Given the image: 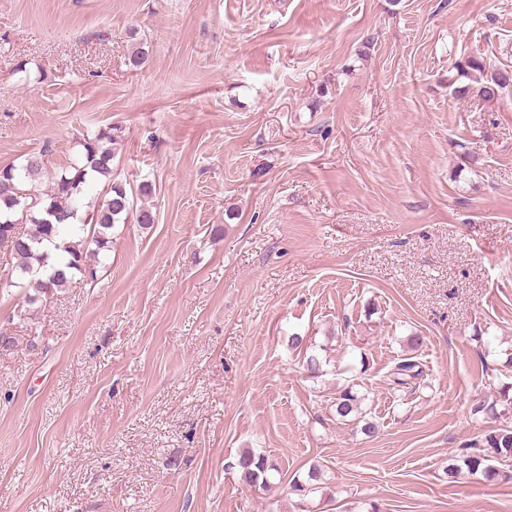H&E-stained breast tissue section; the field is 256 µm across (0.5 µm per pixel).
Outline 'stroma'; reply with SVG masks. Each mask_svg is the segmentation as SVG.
<instances>
[{
  "label": "stroma",
  "mask_w": 512,
  "mask_h": 512,
  "mask_svg": "<svg viewBox=\"0 0 512 512\" xmlns=\"http://www.w3.org/2000/svg\"><path fill=\"white\" fill-rule=\"evenodd\" d=\"M472 53L512 67V0H0V166L117 124L156 215L98 284L0 288V512H512L444 473L512 426L477 409L512 382V87L455 94ZM423 370L420 369L419 363L412 360V357L400 359L397 362L393 375V382L401 387L409 385V381L417 380L422 375ZM361 400V396H359L354 385H347L344 387L338 397H336L334 404L336 417L340 420L347 418H353L356 420V417L359 414H362L360 406ZM242 484L249 486L267 487L270 484L272 472L279 470L273 461L262 454L255 453L250 448L242 449L232 466ZM324 472L317 466L310 468L306 475L300 476L295 475L290 481V487L294 494L305 499L312 493L319 492L328 486H322L328 484L323 479Z\"/></svg>",
  "instance_id": "1"
}]
</instances>
